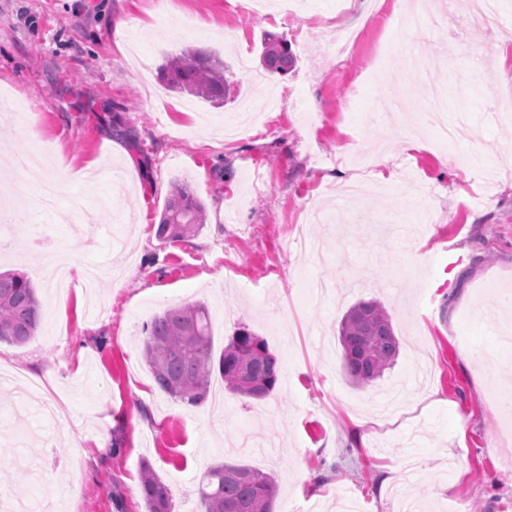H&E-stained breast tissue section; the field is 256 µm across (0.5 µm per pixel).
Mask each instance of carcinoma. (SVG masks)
Segmentation results:
<instances>
[{
    "label": "carcinoma",
    "instance_id": "cac0c4a2",
    "mask_svg": "<svg viewBox=\"0 0 512 512\" xmlns=\"http://www.w3.org/2000/svg\"><path fill=\"white\" fill-rule=\"evenodd\" d=\"M292 57L288 42L270 35L264 42L262 63L271 73H285ZM166 85L206 98L224 97L229 86L224 62L193 52L176 56L160 69ZM205 205L188 183L174 186L157 227L159 238L178 241L197 233L205 224ZM40 304L28 277L0 273V342L23 344L35 335ZM211 319L203 304L175 307L156 316L143 339V355L158 387L190 406L202 405L209 394L213 371L227 389L253 399L270 395L278 382L277 358L249 329H238L218 361L211 349ZM343 370L351 382L365 387L380 378L399 353V341L390 317L376 301H361L345 315L340 329ZM274 479L240 464L207 468L198 486L199 512H274ZM140 495L146 512H173L171 489L145 465Z\"/></svg>",
    "mask_w": 512,
    "mask_h": 512
}]
</instances>
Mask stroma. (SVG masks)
<instances>
[{
  "label": "stroma",
  "instance_id": "35a3bbf8",
  "mask_svg": "<svg viewBox=\"0 0 512 512\" xmlns=\"http://www.w3.org/2000/svg\"><path fill=\"white\" fill-rule=\"evenodd\" d=\"M235 0H0V93L17 99L0 123V147L42 149L46 174L71 176L56 222L37 188L17 189L0 167L13 209L43 225L73 268L131 253L119 280L96 292L57 293L45 255L17 226L18 250L0 271L25 274L42 305L38 332L0 342V365L40 378L60 428L23 434L0 398V486L32 512H145L139 484L150 465L173 490L174 512H198L199 480L218 463L271 474L275 512H512V412L492 389L512 392V73L496 68L512 46V0L496 25L469 37L464 0L449 21L419 29L424 60L413 78L373 56L395 38L404 0H300L297 14L260 18ZM122 38H115L117 22ZM356 46L325 57L336 30ZM287 40V73L261 71L265 34ZM210 53L227 67L218 101L168 88L167 59ZM443 91L457 137L420 148L375 121L402 98L413 118L427 87ZM317 110L304 125L301 107ZM120 117L138 147H113ZM395 171L382 190L347 155L358 148ZM187 182L206 207L196 235H156L168 196ZM375 300L400 342L393 365L358 388L344 376L340 323ZM205 304L212 354L247 327L280 365L262 400L222 389L192 407L156 386L142 352L164 310Z\"/></svg>",
  "mask_w": 512,
  "mask_h": 512
}]
</instances>
